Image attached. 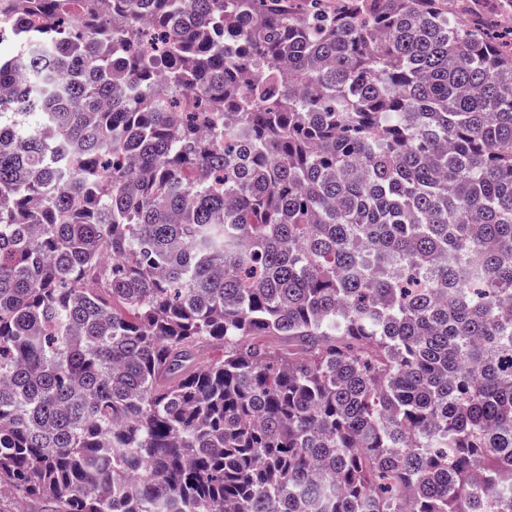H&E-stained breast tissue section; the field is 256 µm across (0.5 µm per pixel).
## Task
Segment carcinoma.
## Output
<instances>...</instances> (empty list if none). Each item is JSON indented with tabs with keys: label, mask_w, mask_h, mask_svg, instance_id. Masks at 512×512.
I'll return each instance as SVG.
<instances>
[{
	"label": "carcinoma",
	"mask_w": 512,
	"mask_h": 512,
	"mask_svg": "<svg viewBox=\"0 0 512 512\" xmlns=\"http://www.w3.org/2000/svg\"><path fill=\"white\" fill-rule=\"evenodd\" d=\"M462 2L0 0V501L512 512V29Z\"/></svg>",
	"instance_id": "cac0c4a2"
}]
</instances>
